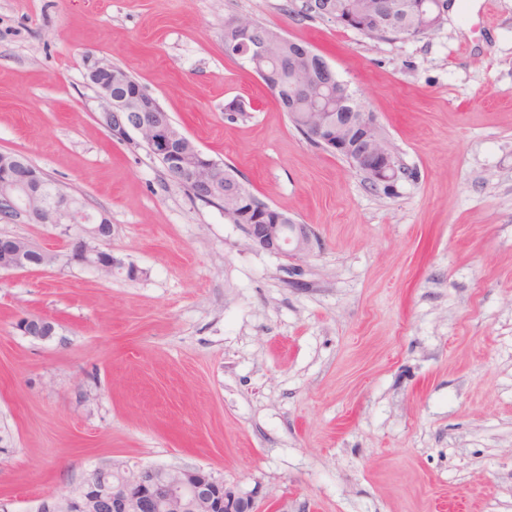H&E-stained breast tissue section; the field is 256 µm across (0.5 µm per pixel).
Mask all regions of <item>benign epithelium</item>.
<instances>
[{"instance_id": "1", "label": "benign epithelium", "mask_w": 512, "mask_h": 512, "mask_svg": "<svg viewBox=\"0 0 512 512\" xmlns=\"http://www.w3.org/2000/svg\"><path fill=\"white\" fill-rule=\"evenodd\" d=\"M443 0H435L433 11H425L428 0H414L415 13L426 30L432 31L443 22ZM310 12L336 21L330 0H308ZM392 0H376L374 24L381 27L393 20ZM298 59L305 63L304 72L321 82L332 78L333 67L322 59H314L311 49H298ZM115 64L106 58L87 57V77L100 101L96 120L112 137L129 140L136 135L152 154L166 159V165L179 179L196 183L201 192L219 193L247 202V195L236 177L222 171L220 164L191 145L197 163H187V151L173 149L182 137L181 130L170 122L167 112L158 111L157 101L143 89L124 95L113 92ZM309 137L328 153L346 158L360 175L393 190L399 181V160L394 154L373 113L365 109L355 112L322 113V118L308 125ZM49 182L33 170L19 155L0 154V221L7 224H82L78 240L82 249L81 264L102 273L119 269L112 255L101 248L107 238L102 225L110 223L104 213L92 214L71 206L66 193L48 189ZM245 233L256 247L280 255L306 254L313 249L315 236L307 224H299L281 213L264 214L257 223L244 225ZM0 250L11 252V261L0 262V269L20 270L43 263V251H26L16 247L11 237H0ZM30 329L23 334L35 339L51 337L55 328L51 321L28 320ZM136 489L105 479H91L70 496H47L37 512H254V501L224 485V481L200 467L137 466L134 469Z\"/></svg>"}]
</instances>
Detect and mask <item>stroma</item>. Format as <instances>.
Returning a JSON list of instances; mask_svg holds the SVG:
<instances>
[{
  "mask_svg": "<svg viewBox=\"0 0 512 512\" xmlns=\"http://www.w3.org/2000/svg\"><path fill=\"white\" fill-rule=\"evenodd\" d=\"M290 6L0 0V151L105 212V248L139 270L70 263L76 227L0 222L56 256L0 271V512L114 461L204 468L258 512H512V0H455L437 30L393 40ZM231 18L325 57L408 171L393 194L225 57ZM90 56L309 225L313 252L253 246L139 140L112 138ZM31 316L54 334L22 335Z\"/></svg>",
  "mask_w": 512,
  "mask_h": 512,
  "instance_id": "stroma-1",
  "label": "stroma"
}]
</instances>
